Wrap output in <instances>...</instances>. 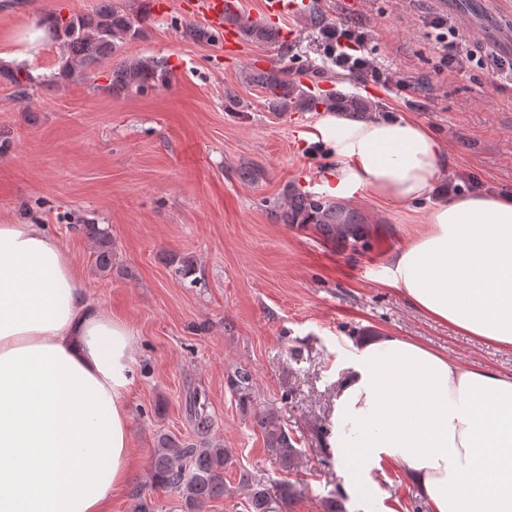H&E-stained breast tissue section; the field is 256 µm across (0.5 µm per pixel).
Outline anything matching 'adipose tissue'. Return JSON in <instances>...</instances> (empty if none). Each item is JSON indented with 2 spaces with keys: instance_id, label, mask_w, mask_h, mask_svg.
I'll return each mask as SVG.
<instances>
[{
  "instance_id": "1",
  "label": "adipose tissue",
  "mask_w": 512,
  "mask_h": 512,
  "mask_svg": "<svg viewBox=\"0 0 512 512\" xmlns=\"http://www.w3.org/2000/svg\"><path fill=\"white\" fill-rule=\"evenodd\" d=\"M325 191L399 207L429 198L444 151L405 116L327 115ZM388 287L462 334L512 349V194L434 203L391 258ZM132 330L86 299L37 224H0V512H109L132 465ZM331 447L360 493L401 463L430 512H512V375L399 336L354 346Z\"/></svg>"
}]
</instances>
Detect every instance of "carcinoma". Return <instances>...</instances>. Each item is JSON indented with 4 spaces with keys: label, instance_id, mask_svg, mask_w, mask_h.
I'll list each match as a JSON object with an SVG mask.
<instances>
[{
    "label": "carcinoma",
    "instance_id": "1",
    "mask_svg": "<svg viewBox=\"0 0 512 512\" xmlns=\"http://www.w3.org/2000/svg\"><path fill=\"white\" fill-rule=\"evenodd\" d=\"M142 5L128 12L114 5L103 4L92 14H71L67 17L50 13L44 22L52 38L63 43L66 53L64 66L71 72H84L88 67L114 53L117 46L141 37L144 24L152 12L151 0H141ZM228 21L237 27L240 37L252 43H276L278 31L255 22L240 14ZM15 88L21 100L30 97L37 86L35 78L24 66L0 70ZM170 79L167 62L154 59L121 58L109 71V86L115 93L142 91ZM248 80L256 83L265 93V101L274 110H306L312 107L306 88L295 81L288 70L270 68L248 73ZM325 109L365 118L377 111V105L357 95L338 92L324 101ZM274 217L283 224L313 226L327 240H337L356 250L372 247L367 219L354 208L302 192L292 186L286 189V202L274 211ZM85 233L94 243L95 266L103 274L112 273V234L97 224H85ZM233 389L241 402L250 400L253 378L246 369H239L230 378ZM206 395L195 392L189 399V416L196 433L205 436L213 424L208 412ZM254 422L264 435L266 447L278 458L280 467L289 471L296 467L299 450L297 439L281 424L276 412L262 409L254 412ZM230 458L222 445L207 441L196 443L180 440L168 433H159L151 455L148 480L154 489L174 493L182 499L186 512H201L206 503L227 493L224 484V466ZM245 484L248 512H272L271 498L261 481L241 478Z\"/></svg>",
    "mask_w": 512,
    "mask_h": 512
}]
</instances>
